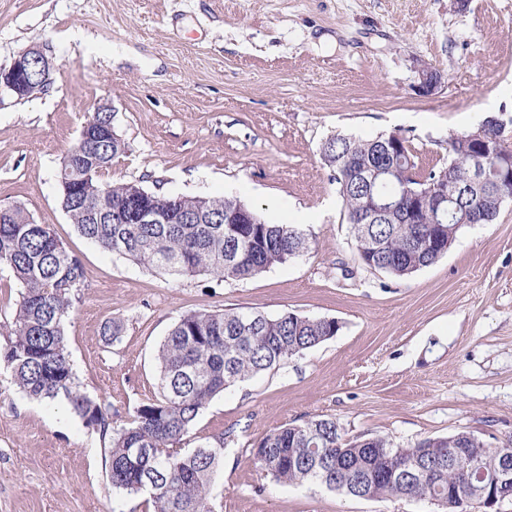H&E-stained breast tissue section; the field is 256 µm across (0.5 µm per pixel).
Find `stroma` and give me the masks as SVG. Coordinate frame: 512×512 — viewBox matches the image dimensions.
I'll use <instances>...</instances> for the list:
<instances>
[{
	"instance_id": "obj_1",
	"label": "stroma",
	"mask_w": 512,
	"mask_h": 512,
	"mask_svg": "<svg viewBox=\"0 0 512 512\" xmlns=\"http://www.w3.org/2000/svg\"><path fill=\"white\" fill-rule=\"evenodd\" d=\"M51 88L0 92V206L23 205L84 269L65 321L80 389L124 425L156 395L155 354L184 314L234 309L336 319V336L207 406L193 431L224 440L217 512H438L410 496L359 498L280 485L255 444L288 423L336 419L345 437L407 447L467 431L512 439V202L464 227L406 279L360 267L330 135L396 131L416 174L448 162V139L488 115L512 118V0H0V66L32 46ZM443 76L430 96L417 68ZM112 109L125 151L106 180L164 195L234 196L309 251L245 281L174 279L80 236L56 172L88 113ZM123 325L118 342L103 328ZM116 493L109 443L65 400L28 399L0 363V512H142Z\"/></svg>"
}]
</instances>
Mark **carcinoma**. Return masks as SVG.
<instances>
[{"instance_id":"obj_1","label":"carcinoma","mask_w":512,"mask_h":512,"mask_svg":"<svg viewBox=\"0 0 512 512\" xmlns=\"http://www.w3.org/2000/svg\"><path fill=\"white\" fill-rule=\"evenodd\" d=\"M472 143L462 132L448 139V165L423 176L406 139L398 132L363 139L333 135L320 155L336 173L351 239L365 268L396 279L436 263L470 224H490L502 202L496 190L501 156L485 163L481 190L468 191ZM123 148L112 145V113L90 114L59 174L61 203L78 232L101 250L123 255L165 274L214 275L224 281L255 278L308 252V234L297 224H272L250 211L252 224L236 223L242 202L235 197L183 196L174 205L143 187L103 180ZM379 172L362 181L366 169ZM431 188L444 197L438 223L415 224L412 195ZM156 208L164 224H134L135 211ZM202 216L186 224V216ZM11 272L23 292L0 360L28 397L67 401L70 411L109 437L112 488L143 496L147 512H214L211 482L224 456L216 443L182 446L218 394L253 375L275 369L336 335L334 318L285 312L195 311L183 315L160 343L158 396L141 403L128 422L113 429L105 409L75 382L63 320L80 300L84 269L78 257L44 224L21 206L0 210V269ZM438 438L411 448L374 436L347 440L330 418L288 424L265 435L253 448L260 468L286 485L311 482L331 492L371 477L374 496L425 497L442 494L448 512H476L489 498L484 475L496 472L512 445L484 448L467 441L470 454L448 458ZM427 463L428 474L415 479L391 475L409 461Z\"/></svg>"}]
</instances>
